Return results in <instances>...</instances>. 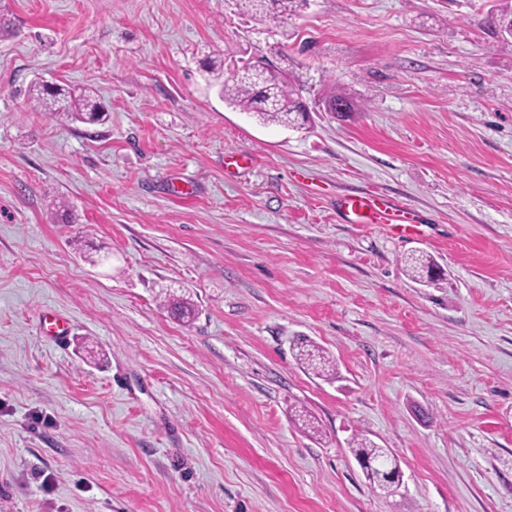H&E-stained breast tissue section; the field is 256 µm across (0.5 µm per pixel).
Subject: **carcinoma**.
Masks as SVG:
<instances>
[{
  "label": "carcinoma",
  "mask_w": 512,
  "mask_h": 512,
  "mask_svg": "<svg viewBox=\"0 0 512 512\" xmlns=\"http://www.w3.org/2000/svg\"><path fill=\"white\" fill-rule=\"evenodd\" d=\"M247 11L255 14L282 16L304 7L308 0H243ZM206 71L220 80L224 100L229 104L256 116L264 123L294 126L302 116L299 92L302 84L295 75L274 63L263 64L240 74L224 76V63L212 59L206 61ZM30 92L46 112H57L67 119L83 123L103 120L94 92L87 89L63 88L47 81H34ZM406 271L418 280L431 274L435 263L423 254L412 253L403 258ZM296 359L316 375L330 378L335 374L334 363L327 352L315 344L297 346ZM356 458H364L373 470L384 474L398 466L397 460L386 449L372 440L362 437L350 442Z\"/></svg>",
  "instance_id": "carcinoma-1"
}]
</instances>
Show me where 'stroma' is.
<instances>
[{
  "label": "stroma",
  "mask_w": 512,
  "mask_h": 512,
  "mask_svg": "<svg viewBox=\"0 0 512 512\" xmlns=\"http://www.w3.org/2000/svg\"><path fill=\"white\" fill-rule=\"evenodd\" d=\"M505 2L0 0V512H512ZM277 50L298 128L201 66ZM37 77L94 89L105 120L43 111ZM361 193L415 230L350 223L336 201ZM414 252L443 279H410ZM357 436L398 459L394 494ZM248 12L272 14V17L292 14L304 7L308 0H242ZM71 321L51 312H46L40 319V331L56 343H62L70 333ZM296 359L315 375L331 378L335 372L334 363L327 352L315 344H303L296 347Z\"/></svg>",
  "instance_id": "obj_1"
}]
</instances>
